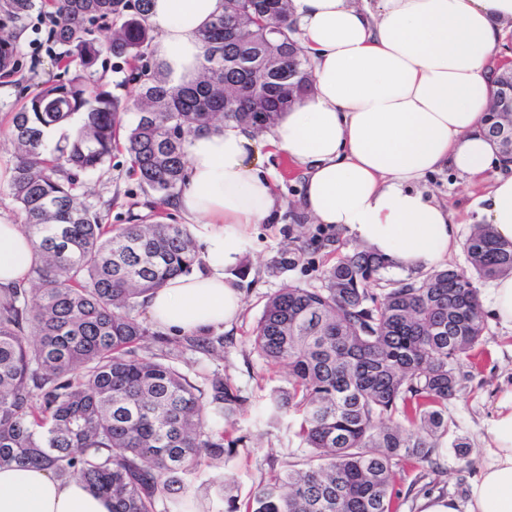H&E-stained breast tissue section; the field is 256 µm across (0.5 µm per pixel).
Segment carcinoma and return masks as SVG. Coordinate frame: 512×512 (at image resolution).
<instances>
[{"label": "carcinoma", "instance_id": "cac0c4a2", "mask_svg": "<svg viewBox=\"0 0 512 512\" xmlns=\"http://www.w3.org/2000/svg\"><path fill=\"white\" fill-rule=\"evenodd\" d=\"M149 3L0 0V72L23 86L6 130L9 191L37 255L27 286L0 292V467L79 480L112 512H196L187 489L237 455L224 424L247 398L219 372L197 379L177 366L188 350L224 351V336L170 337L135 315L200 264L195 240L184 224H111L74 190L121 149L152 208L168 207L185 186L190 134L218 124L262 133L314 79L287 22L289 0H224L199 34L206 64L197 81L170 88L150 57ZM48 7L59 73L28 84L19 37ZM104 55L126 65L134 98L92 79ZM75 113L80 127L48 147L46 132ZM507 119L487 117L496 146ZM465 248L470 270L433 269L379 294L370 285L389 261L357 250L324 270L323 287L290 285L267 298L253 346L288 369L269 411L299 417L305 456L259 484L243 510L224 483L228 512H393L395 468L432 462L448 433L454 366L482 338L475 282L512 275V243L491 225H476Z\"/></svg>", "mask_w": 512, "mask_h": 512}]
</instances>
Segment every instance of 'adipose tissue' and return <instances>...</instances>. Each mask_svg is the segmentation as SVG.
I'll use <instances>...</instances> for the list:
<instances>
[{
  "mask_svg": "<svg viewBox=\"0 0 512 512\" xmlns=\"http://www.w3.org/2000/svg\"><path fill=\"white\" fill-rule=\"evenodd\" d=\"M223 0H152L153 57L170 86L191 83L203 62L201 30ZM314 90L264 134L231 126L186 144L187 186L174 208L198 225L204 268L146 299L162 331L184 335L236 322L243 293L228 268L251 225L282 201L260 162L264 148L303 172L301 212L343 230L397 267L430 270L459 249L455 214L419 188L452 168L489 179L477 200L484 223L512 242V166L484 134L490 64L512 31V0H291ZM36 259L20 225L0 219V288L25 285ZM491 461L466 512H512V395L491 428ZM108 499L39 468L0 467V512H111Z\"/></svg>",
  "mask_w": 512,
  "mask_h": 512,
  "instance_id": "1",
  "label": "adipose tissue"
}]
</instances>
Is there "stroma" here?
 I'll use <instances>...</instances> for the list:
<instances>
[{
	"instance_id": "35a3bbf8",
	"label": "stroma",
	"mask_w": 512,
	"mask_h": 512,
	"mask_svg": "<svg viewBox=\"0 0 512 512\" xmlns=\"http://www.w3.org/2000/svg\"><path fill=\"white\" fill-rule=\"evenodd\" d=\"M48 47L47 28L38 18H31L20 52L25 75L35 81L52 79L57 72ZM262 167L272 174L284 208L274 223L253 227L240 246L237 264L228 270L243 286L242 317L224 329L222 356L206 358L189 351L180 362L182 371L191 375L213 371L224 374L247 399L244 413L224 427L226 438L238 443L239 452L227 473L242 503L259 482L269 480L302 456L296 417L288 415L273 422L263 413L272 391L286 383L283 370L268 366L253 349L252 332L264 302L267 296L291 285L321 287L323 270L336 257L358 247L353 237L316 224L300 212L301 171L285 156L263 155ZM423 184L454 210L457 234L467 238L479 222L475 200L483 194V187L468 185L449 168L429 174ZM76 192L87 203L110 210L115 224L128 223L133 213L143 217L151 213L130 173V160L123 153L113 154L100 170L83 177ZM287 251L294 253L295 265L273 271L274 261ZM478 289L485 329L475 359L461 362L455 370L458 386L448 403V435L432 464L405 465L394 486L395 512H420L421 499L431 496L454 498L460 512H465L470 484L490 460L492 422L499 402L512 394V329L503 327L491 312L488 283H479ZM457 440L466 443L465 452L454 448ZM418 477L425 484L424 490L418 495L408 494L409 484Z\"/></svg>"
}]
</instances>
